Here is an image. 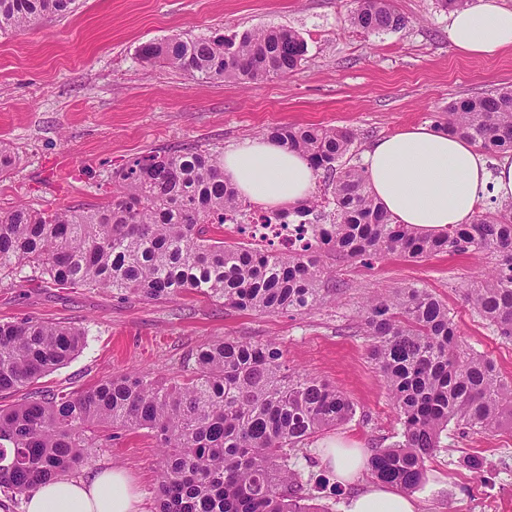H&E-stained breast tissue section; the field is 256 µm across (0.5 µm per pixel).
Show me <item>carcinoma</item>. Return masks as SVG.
<instances>
[{
	"mask_svg": "<svg viewBox=\"0 0 512 512\" xmlns=\"http://www.w3.org/2000/svg\"><path fill=\"white\" fill-rule=\"evenodd\" d=\"M75 5L0 0V30L30 27ZM348 21L368 36L406 27L390 0H353ZM306 51L298 32L261 27L230 37L176 33L142 44L137 54L192 77L249 85L294 73ZM435 128L489 154L511 153L512 88L448 103ZM267 137L306 155L323 175L324 196L272 210L305 225L304 245L269 251L227 244L226 219L245 218L250 200L224 181V150L161 149L130 159L112 178L111 199L94 209L0 211V286L37 281L147 302L196 295L238 311L303 314L341 288L324 264L328 252L366 263L392 255H490L491 273L467 289V299L512 341V208L424 232L396 223L364 168L350 163L352 129L282 126ZM361 318L401 426L400 440L368 457L375 479L418 488L452 422L481 432L512 427V382L492 360L463 348L448 305L430 290L405 284L372 295ZM85 336L61 322L0 321V395L66 365ZM354 414L342 391L290 368L275 343L226 336L191 352L176 377L124 373L1 406L0 489L23 494L78 470L91 449L111 440L98 439L102 432L144 430L163 448L157 512H328L308 503L291 459Z\"/></svg>",
	"mask_w": 512,
	"mask_h": 512,
	"instance_id": "1",
	"label": "carcinoma"
}]
</instances>
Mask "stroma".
Masks as SVG:
<instances>
[{
    "mask_svg": "<svg viewBox=\"0 0 512 512\" xmlns=\"http://www.w3.org/2000/svg\"><path fill=\"white\" fill-rule=\"evenodd\" d=\"M405 29L367 36L348 21L351 0H78L66 17L0 33V143L15 164L0 176V211L60 206L94 208L112 190V174L155 148H231L264 129L323 124L353 129V164L378 139L412 125H433L449 101L512 86V50L493 59L458 54L448 41L450 14L437 0H391ZM259 27L296 30L306 58L290 76L249 86L210 81L141 62L143 43L174 32L231 36ZM343 287L335 303L307 314L240 312L195 296L143 302L111 293L0 288V321L33 317L84 328L86 347L34 383L48 395L81 389L126 372L175 376L183 358L224 336L276 340L290 366L329 381L355 405L343 424L299 451L312 503L344 512L373 484L370 472L340 485L322 450L327 441L371 450L392 444L399 426L385 382L367 355L358 311L366 297L414 283L447 303L471 352L492 359L512 381V342L497 335L465 299L488 259L437 254L370 265L325 258ZM477 454L483 472L465 457ZM162 455L144 431H124L93 449L79 477L124 468L142 512H155ZM418 512H512V430L449 426L443 447L412 492Z\"/></svg>",
    "mask_w": 512,
    "mask_h": 512,
    "instance_id": "obj_1",
    "label": "stroma"
}]
</instances>
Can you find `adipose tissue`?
<instances>
[{
	"label": "adipose tissue",
	"mask_w": 512,
	"mask_h": 512,
	"mask_svg": "<svg viewBox=\"0 0 512 512\" xmlns=\"http://www.w3.org/2000/svg\"><path fill=\"white\" fill-rule=\"evenodd\" d=\"M448 39L459 53L493 58L512 49V8L501 0H473L455 11ZM372 193L400 224L438 231L471 223L485 195L512 201V159L488 169L471 142L418 125L381 138L365 151ZM224 179L239 194L268 208L307 199L314 170L302 153L264 139H248L224 153ZM123 469L90 479L61 477L28 493L25 512H141ZM345 512H417L400 489L377 484L351 499Z\"/></svg>",
	"instance_id": "obj_1"
}]
</instances>
